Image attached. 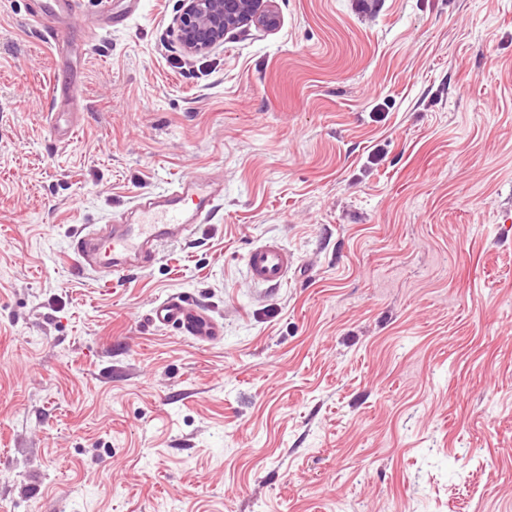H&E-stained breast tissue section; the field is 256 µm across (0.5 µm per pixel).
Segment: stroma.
<instances>
[{"label": "stroma", "instance_id": "35a3bbf8", "mask_svg": "<svg viewBox=\"0 0 512 512\" xmlns=\"http://www.w3.org/2000/svg\"><path fill=\"white\" fill-rule=\"evenodd\" d=\"M33 3L0 0V512H512V0H275L196 56L141 0L55 116ZM210 170L194 240L79 265ZM173 294L222 340L151 325ZM293 263L292 254L277 241L256 244L245 257L248 278L267 290H279L288 282Z\"/></svg>", "mask_w": 512, "mask_h": 512}]
</instances>
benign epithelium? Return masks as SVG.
<instances>
[{"label":"benign epithelium","instance_id":"1","mask_svg":"<svg viewBox=\"0 0 512 512\" xmlns=\"http://www.w3.org/2000/svg\"><path fill=\"white\" fill-rule=\"evenodd\" d=\"M178 37L185 52L197 55L224 43V34L248 24L279 26L273 0H183Z\"/></svg>","mask_w":512,"mask_h":512}]
</instances>
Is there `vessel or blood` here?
I'll return each instance as SVG.
<instances>
[{
    "instance_id": "b4317fda",
    "label": "vessel or blood",
    "mask_w": 512,
    "mask_h": 512,
    "mask_svg": "<svg viewBox=\"0 0 512 512\" xmlns=\"http://www.w3.org/2000/svg\"><path fill=\"white\" fill-rule=\"evenodd\" d=\"M77 4L78 0H37L36 14L54 31L56 51H65L71 40L70 29L61 26L60 21L75 14ZM83 93L82 85L67 77L58 78L50 88L51 99L66 102L80 100ZM222 196V186L205 174L184 176L164 191L138 195L128 223L112 233L76 235L74 250L83 264L113 273L133 264L146 266L162 244L191 241L201 224L210 221ZM293 263L292 254L276 241L255 245L245 257L249 279L270 290L287 283ZM149 320L158 326L180 329L200 342L211 343L222 337L218 322L179 294L155 305Z\"/></svg>"
}]
</instances>
